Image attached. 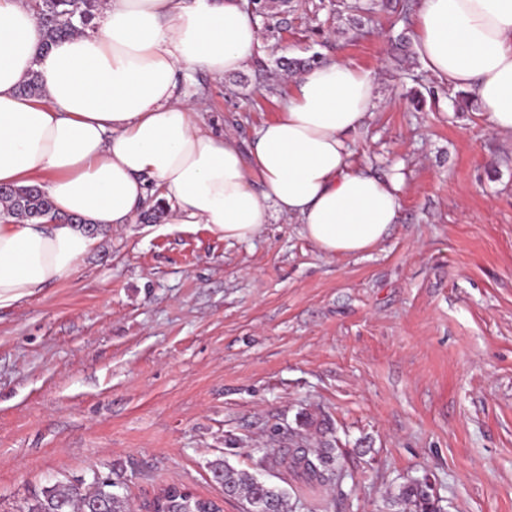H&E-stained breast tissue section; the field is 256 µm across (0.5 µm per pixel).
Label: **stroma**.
I'll return each mask as SVG.
<instances>
[{
    "mask_svg": "<svg viewBox=\"0 0 512 512\" xmlns=\"http://www.w3.org/2000/svg\"><path fill=\"white\" fill-rule=\"evenodd\" d=\"M337 0H301L276 28L258 19L254 58L182 86L206 128L249 148L290 88L276 59L342 58L377 74L378 103L356 140L377 174L403 163L399 224L368 253H320L301 224L248 241L207 225L102 231L69 279L0 310V512L55 480L121 469L132 512L181 483L243 512L207 467L288 490L297 512H396L427 480L440 512H512V135L399 69L394 12L351 29ZM329 421L340 484L257 471L249 448L274 424Z\"/></svg>",
    "mask_w": 512,
    "mask_h": 512,
    "instance_id": "obj_1",
    "label": "stroma"
}]
</instances>
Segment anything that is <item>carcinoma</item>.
Returning a JSON list of instances; mask_svg holds the SVG:
<instances>
[{
  "label": "carcinoma",
  "mask_w": 512,
  "mask_h": 512,
  "mask_svg": "<svg viewBox=\"0 0 512 512\" xmlns=\"http://www.w3.org/2000/svg\"><path fill=\"white\" fill-rule=\"evenodd\" d=\"M101 0H33L32 10L42 33V47L58 39L92 28ZM21 94L36 97L42 92L38 73H31L20 85ZM3 215L20 220L51 219L64 224H80L82 220L53 211L47 194L37 187L0 186ZM291 448L285 454H271L265 448L250 449V457L265 471H291L312 486L335 485L344 474L336 457V448L320 436L312 442L299 430H289ZM213 479L224 487V494L245 503V512H296L298 503L290 502L288 492L259 480L244 470L231 466L225 459L209 462ZM122 474L93 475L91 485L58 480L49 483L35 495L23 512H129L126 498L116 492L122 487ZM203 497L181 489L167 492L164 512H201ZM394 503L399 512H437L430 487L413 481L399 489Z\"/></svg>",
  "instance_id": "1"
}]
</instances>
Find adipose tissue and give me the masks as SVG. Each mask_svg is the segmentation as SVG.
<instances>
[{
    "label": "adipose tissue",
    "instance_id": "1",
    "mask_svg": "<svg viewBox=\"0 0 512 512\" xmlns=\"http://www.w3.org/2000/svg\"><path fill=\"white\" fill-rule=\"evenodd\" d=\"M95 29L41 51L26 0H0V184L38 185L74 224L0 215V310L69 279L93 227L134 223L149 196L170 224L247 241L273 215L300 221L327 256L363 254L402 214L405 175L353 161L375 108L371 71L334 59L295 76L250 150L202 127L184 70L216 77L253 57L258 28L241 0H105ZM415 46L440 81L473 91L488 131L512 134V0H420ZM39 73L43 92L24 97Z\"/></svg>",
    "mask_w": 512,
    "mask_h": 512
}]
</instances>
